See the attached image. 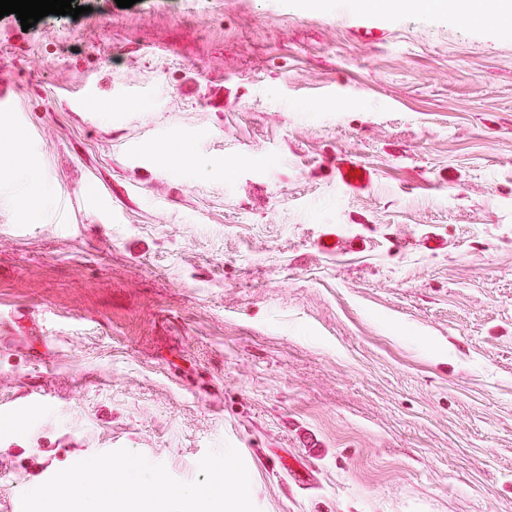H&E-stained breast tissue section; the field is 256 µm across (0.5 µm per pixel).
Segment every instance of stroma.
I'll list each match as a JSON object with an SVG mask.
<instances>
[{
    "label": "stroma",
    "instance_id": "1",
    "mask_svg": "<svg viewBox=\"0 0 512 512\" xmlns=\"http://www.w3.org/2000/svg\"><path fill=\"white\" fill-rule=\"evenodd\" d=\"M73 3L0 18V512L227 444L259 512H512V22ZM352 172H355V176H352ZM356 172H359L361 177H356ZM336 180L346 189L361 191L371 185L373 172L365 164L345 154L336 162Z\"/></svg>",
    "mask_w": 512,
    "mask_h": 512
}]
</instances>
